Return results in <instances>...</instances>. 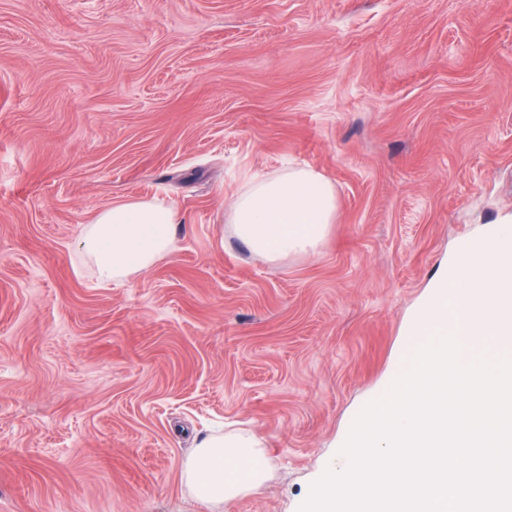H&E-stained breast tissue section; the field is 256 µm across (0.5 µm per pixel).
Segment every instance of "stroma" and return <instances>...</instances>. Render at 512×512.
Listing matches in <instances>:
<instances>
[{"mask_svg":"<svg viewBox=\"0 0 512 512\" xmlns=\"http://www.w3.org/2000/svg\"><path fill=\"white\" fill-rule=\"evenodd\" d=\"M336 187L315 253L228 222L247 177ZM182 215L103 284L81 225ZM512 223V0H0V512H298L465 247ZM236 422L270 476L183 478Z\"/></svg>","mask_w":512,"mask_h":512,"instance_id":"obj_1","label":"stroma"}]
</instances>
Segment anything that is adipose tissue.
Listing matches in <instances>:
<instances>
[{
	"label": "adipose tissue",
	"instance_id": "obj_1",
	"mask_svg": "<svg viewBox=\"0 0 512 512\" xmlns=\"http://www.w3.org/2000/svg\"><path fill=\"white\" fill-rule=\"evenodd\" d=\"M336 214L332 182L313 168L290 166L253 178L236 194L229 218L252 253L275 263L317 250ZM181 222L178 209L160 198L115 202L83 227L78 246L101 282L121 284L173 252ZM268 474L261 438L237 432L202 438L184 470L188 486L206 503L257 490Z\"/></svg>",
	"mask_w": 512,
	"mask_h": 512
}]
</instances>
